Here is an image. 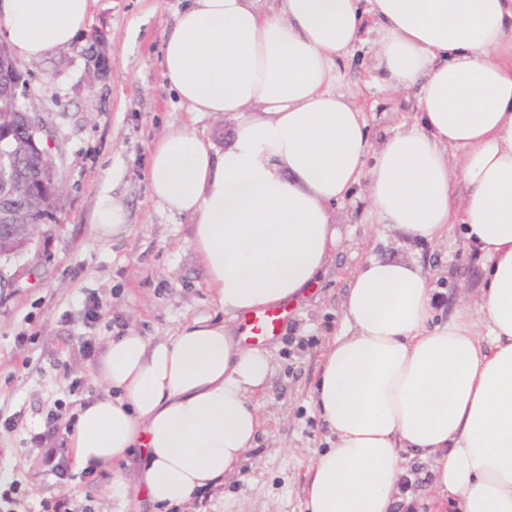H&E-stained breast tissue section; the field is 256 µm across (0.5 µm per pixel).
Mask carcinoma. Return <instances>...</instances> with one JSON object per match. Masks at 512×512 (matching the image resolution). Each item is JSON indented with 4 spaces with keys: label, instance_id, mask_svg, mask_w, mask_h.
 Returning <instances> with one entry per match:
<instances>
[{
    "label": "carcinoma",
    "instance_id": "carcinoma-1",
    "mask_svg": "<svg viewBox=\"0 0 512 512\" xmlns=\"http://www.w3.org/2000/svg\"><path fill=\"white\" fill-rule=\"evenodd\" d=\"M20 67L10 47L0 43V130L13 133L11 142L0 147V172L12 173L14 193L0 204L12 217L0 222L5 224L3 233L25 240L36 237L40 224L52 217L61 179L51 151L37 156L27 142L18 102Z\"/></svg>",
    "mask_w": 512,
    "mask_h": 512
}]
</instances>
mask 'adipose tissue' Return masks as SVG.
<instances>
[{
	"label": "adipose tissue",
	"instance_id": "ef3b65f1",
	"mask_svg": "<svg viewBox=\"0 0 512 512\" xmlns=\"http://www.w3.org/2000/svg\"><path fill=\"white\" fill-rule=\"evenodd\" d=\"M191 0L163 50L189 112L233 116L224 151L188 129L155 145L153 199L190 218L191 243L223 319L194 318L151 341H110L101 396L67 435L75 471L140 451L155 504L180 506L231 476L262 431L277 371L245 345L241 316L292 303L341 237L330 210L361 171L378 220L437 245L455 226L482 259L471 311L433 326L427 276L369 259L322 355L314 403L335 437L316 453L307 512H512V0ZM93 0H0V36L23 62L74 41ZM377 70L418 86L414 123L371 150L336 77L366 17ZM264 109L255 120L246 111ZM426 498L401 494L409 460Z\"/></svg>",
	"mask_w": 512,
	"mask_h": 512
}]
</instances>
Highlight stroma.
<instances>
[{"label": "stroma", "mask_w": 512, "mask_h": 512, "mask_svg": "<svg viewBox=\"0 0 512 512\" xmlns=\"http://www.w3.org/2000/svg\"><path fill=\"white\" fill-rule=\"evenodd\" d=\"M187 4L96 0L77 41L26 77L20 103L47 119L63 186L52 220L31 247L0 258V276L10 282L0 288V471L20 484L13 512H41V501L63 497L72 512H180L136 489L140 454L106 472L60 480L30 438L44 432L49 406L62 403L69 417L101 393L97 364L112 338L133 330L157 341L187 320L219 315L191 246V222L158 205L148 187L151 151L168 132L188 128L219 151L232 132V120L222 115L188 113L164 75V42ZM377 38L365 27L338 68L375 150L415 121L419 92L391 86L376 70ZM104 202L127 219L106 239L94 225ZM331 220L342 233L340 246L268 345L278 370L263 397L257 444L235 474L195 499V512H306L308 468L330 438L312 390L327 341L344 329L342 302L364 262L401 257L420 265L440 325L460 310L462 293L477 291L480 259L461 228L445 246L408 239L380 224L358 191L332 209ZM84 336L93 337L94 354L80 353Z\"/></svg>", "instance_id": "1"}]
</instances>
